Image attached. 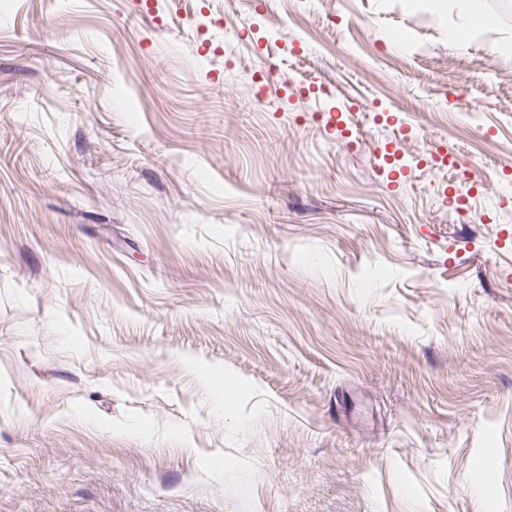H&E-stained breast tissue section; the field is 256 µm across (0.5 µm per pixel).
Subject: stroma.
I'll return each mask as SVG.
<instances>
[{
  "instance_id": "1",
  "label": "stroma",
  "mask_w": 512,
  "mask_h": 512,
  "mask_svg": "<svg viewBox=\"0 0 512 512\" xmlns=\"http://www.w3.org/2000/svg\"><path fill=\"white\" fill-rule=\"evenodd\" d=\"M153 3L0 0V512H512V0Z\"/></svg>"
}]
</instances>
